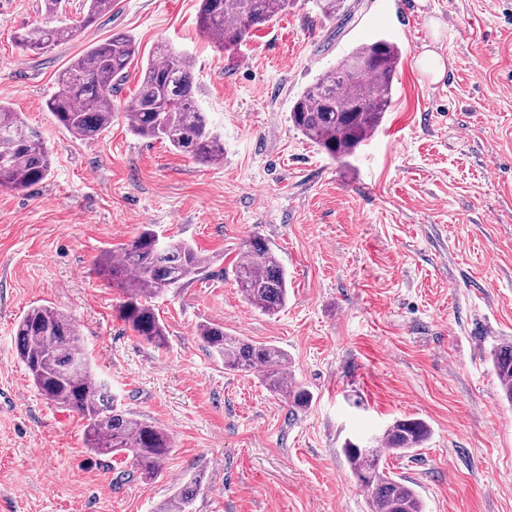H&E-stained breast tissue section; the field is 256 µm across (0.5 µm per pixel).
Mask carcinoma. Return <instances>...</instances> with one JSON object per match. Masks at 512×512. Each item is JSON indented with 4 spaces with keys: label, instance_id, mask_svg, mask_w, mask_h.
I'll list each match as a JSON object with an SVG mask.
<instances>
[{
    "label": "carcinoma",
    "instance_id": "carcinoma-1",
    "mask_svg": "<svg viewBox=\"0 0 512 512\" xmlns=\"http://www.w3.org/2000/svg\"><path fill=\"white\" fill-rule=\"evenodd\" d=\"M114 0H85L81 25L94 24L112 10ZM291 0H200L198 24L218 36V45L232 51L253 29L286 11ZM45 21L16 36L24 50L40 53L72 38L74 28L58 20L62 0H43ZM139 54L129 36L117 33L91 45L58 76L61 91L46 100L55 121L76 140H93L112 125L120 105L114 93ZM401 51L391 42L362 43L336 67L319 75L294 101L289 118L296 130L333 159L351 156L377 130L392 103V85ZM193 62L166 46L155 48L141 69V83L129 105V130L136 136L161 140L202 164L224 159V138L198 106ZM51 171V155L39 132L10 106L0 102V186L30 189ZM246 260L235 268V279L246 300L266 315L287 301L288 276L278 257L259 236L243 242ZM208 258L189 243L161 238L143 226L127 243L105 249L97 273L121 290L119 317L136 335L161 349L165 327L151 299L179 288L203 272ZM196 334L209 351L233 372L262 373L266 389L288 399L294 409L306 408L311 392L288 379V354L275 345L224 331L204 323ZM15 346L33 385L52 405L86 420L83 439L97 456L117 459L125 468L117 479H150L162 470L173 448L161 424L122 410L108 384L99 378L68 313L49 304L30 306L15 327ZM502 399L512 405V344L490 351ZM431 430L418 418H398L381 433L359 443L345 442L342 452L352 474L366 492L369 512H424L419 494L385 465L386 456L405 457L428 441ZM373 471L371 480L361 476ZM200 469L181 479L176 492L156 512H193L203 486Z\"/></svg>",
    "mask_w": 512,
    "mask_h": 512
}]
</instances>
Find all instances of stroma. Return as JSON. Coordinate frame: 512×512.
I'll use <instances>...</instances> for the list:
<instances>
[{"mask_svg": "<svg viewBox=\"0 0 512 512\" xmlns=\"http://www.w3.org/2000/svg\"><path fill=\"white\" fill-rule=\"evenodd\" d=\"M81 4H66L72 39L37 54L13 34L42 22L43 0H0V101L52 155L39 186L0 188V512H154L198 469L195 512H367L341 448L405 416L431 437L387 463L426 512H512V406L490 361L512 343V0H343L341 29L293 0L228 52L199 29V0H115L89 27ZM115 33L141 56L165 43L193 59L223 161L137 137L123 113L88 142L55 122L44 103L59 72ZM379 39L401 49L392 107L332 159L289 112L315 76ZM428 48L446 63L437 82L417 65ZM146 224L212 258L154 298L164 349L125 325L120 290L96 274L102 250ZM253 235L288 273L271 316L233 275ZM35 303L70 313L122 407L169 430L156 477L117 480L79 415L33 386L14 328ZM206 322L284 350L311 404L292 411L259 374L225 370L195 334Z\"/></svg>", "mask_w": 512, "mask_h": 512, "instance_id": "stroma-1", "label": "stroma"}]
</instances>
